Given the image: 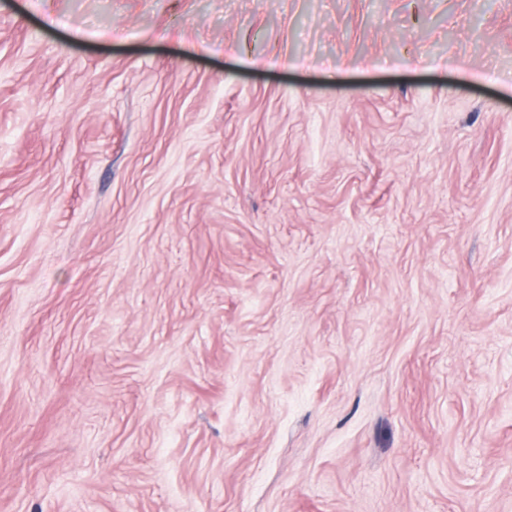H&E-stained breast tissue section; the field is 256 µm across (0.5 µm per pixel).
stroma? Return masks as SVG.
Instances as JSON below:
<instances>
[{"label": "stroma", "mask_w": 512, "mask_h": 512, "mask_svg": "<svg viewBox=\"0 0 512 512\" xmlns=\"http://www.w3.org/2000/svg\"><path fill=\"white\" fill-rule=\"evenodd\" d=\"M0 512H512V0H0Z\"/></svg>", "instance_id": "35a3bbf8"}]
</instances>
